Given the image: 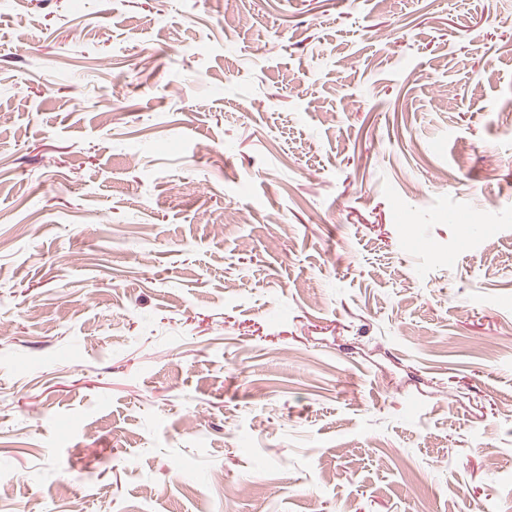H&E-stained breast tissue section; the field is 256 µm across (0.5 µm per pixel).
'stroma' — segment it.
Instances as JSON below:
<instances>
[{
  "label": "stroma",
  "instance_id": "stroma-1",
  "mask_svg": "<svg viewBox=\"0 0 512 512\" xmlns=\"http://www.w3.org/2000/svg\"><path fill=\"white\" fill-rule=\"evenodd\" d=\"M1 319L0 512H512V0H0Z\"/></svg>",
  "mask_w": 512,
  "mask_h": 512
}]
</instances>
